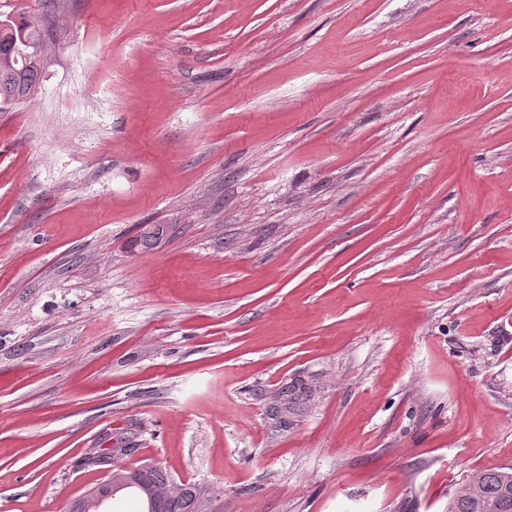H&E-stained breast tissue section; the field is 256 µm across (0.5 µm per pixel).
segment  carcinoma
I'll use <instances>...</instances> for the list:
<instances>
[{
  "label": "carcinoma",
  "instance_id": "1",
  "mask_svg": "<svg viewBox=\"0 0 512 512\" xmlns=\"http://www.w3.org/2000/svg\"><path fill=\"white\" fill-rule=\"evenodd\" d=\"M50 38L49 29L37 20H9L0 25V106L29 100L45 69L43 46ZM168 224H146L136 244L151 248L167 236ZM312 392L295 381L271 397L273 416L291 429L304 417ZM168 476L155 465H144L134 472L130 483L106 484L98 488L112 497L125 489H134L146 503V512H204L206 490L182 485L181 490L161 499H150L147 486H166ZM464 484L472 490H454L448 499V512H512V469L476 473Z\"/></svg>",
  "mask_w": 512,
  "mask_h": 512
}]
</instances>
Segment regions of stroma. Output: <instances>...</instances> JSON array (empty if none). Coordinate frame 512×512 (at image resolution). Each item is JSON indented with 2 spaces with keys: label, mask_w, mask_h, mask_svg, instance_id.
Here are the masks:
<instances>
[{
  "label": "stroma",
  "mask_w": 512,
  "mask_h": 512,
  "mask_svg": "<svg viewBox=\"0 0 512 512\" xmlns=\"http://www.w3.org/2000/svg\"><path fill=\"white\" fill-rule=\"evenodd\" d=\"M22 15L55 30L0 110V512L114 448L209 512H448L512 468V0ZM311 400V390L303 383L295 381L272 395L270 408L280 426L291 429L304 417ZM284 424L287 426L284 427Z\"/></svg>",
  "instance_id": "obj_1"
}]
</instances>
